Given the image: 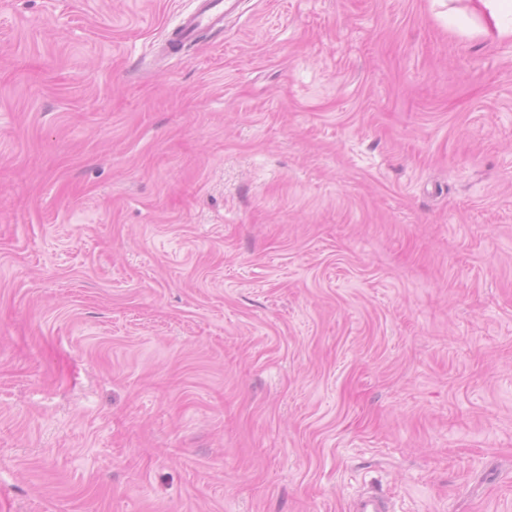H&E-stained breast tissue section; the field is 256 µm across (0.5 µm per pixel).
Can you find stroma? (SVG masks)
Wrapping results in <instances>:
<instances>
[{
    "label": "stroma",
    "instance_id": "1",
    "mask_svg": "<svg viewBox=\"0 0 512 512\" xmlns=\"http://www.w3.org/2000/svg\"><path fill=\"white\" fill-rule=\"evenodd\" d=\"M194 5L0 0V512H512V40ZM233 0H196L195 8L183 16L171 31L162 46L167 56H178L185 45L194 41L200 34H219L224 31V14ZM175 41L181 44L177 47Z\"/></svg>",
    "mask_w": 512,
    "mask_h": 512
}]
</instances>
